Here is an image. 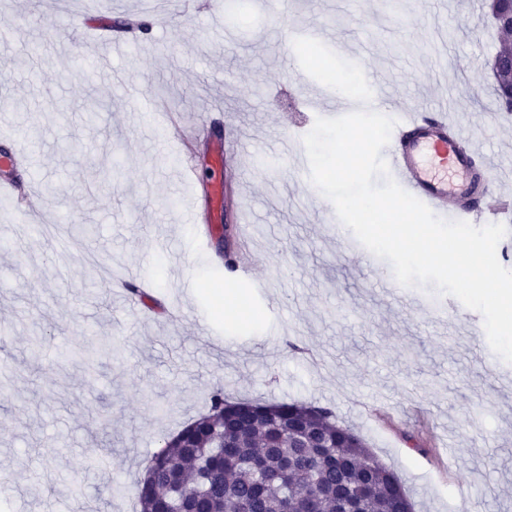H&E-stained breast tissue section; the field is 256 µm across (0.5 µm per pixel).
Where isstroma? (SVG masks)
<instances>
[{
  "label": "stroma",
  "instance_id": "1",
  "mask_svg": "<svg viewBox=\"0 0 512 512\" xmlns=\"http://www.w3.org/2000/svg\"><path fill=\"white\" fill-rule=\"evenodd\" d=\"M326 25L317 55L289 43V15L258 0H0L9 64L0 72V154L18 140L14 198L0 200V512H139L137 482L162 439L207 412L210 394L331 408L402 478L413 512H512V363L489 354L482 322L458 306L437 323L421 299L381 296L391 266L365 267L324 213L326 198L293 161H266L273 133L302 139L317 114L305 86L335 87L370 66L399 90L393 109L441 96L492 158L512 194V119L491 90L501 36L486 0H405L396 31L384 0H294ZM123 20L134 43L112 76L88 57L96 30L77 18ZM149 21L148 31L134 25ZM249 147L217 167L218 142ZM192 160L197 179L182 178ZM232 185L242 206L213 205ZM196 210H183L187 197ZM47 230L31 235V222ZM247 226L250 278L237 290L195 224ZM181 261L170 260V253ZM147 274L152 298L179 304L170 319L130 310L99 262ZM239 296L257 322L226 324L218 302ZM117 356L85 372L55 358L87 338ZM419 437L426 452L406 436ZM112 474L92 469L96 456Z\"/></svg>",
  "mask_w": 512,
  "mask_h": 512
}]
</instances>
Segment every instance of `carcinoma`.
<instances>
[{"mask_svg": "<svg viewBox=\"0 0 512 512\" xmlns=\"http://www.w3.org/2000/svg\"><path fill=\"white\" fill-rule=\"evenodd\" d=\"M492 89L512 92L508 68ZM349 489L367 512H412L398 475L331 409L231 401L220 388L207 413L162 440L138 499L140 512H340Z\"/></svg>", "mask_w": 512, "mask_h": 512, "instance_id": "obj_1", "label": "carcinoma"}]
</instances>
